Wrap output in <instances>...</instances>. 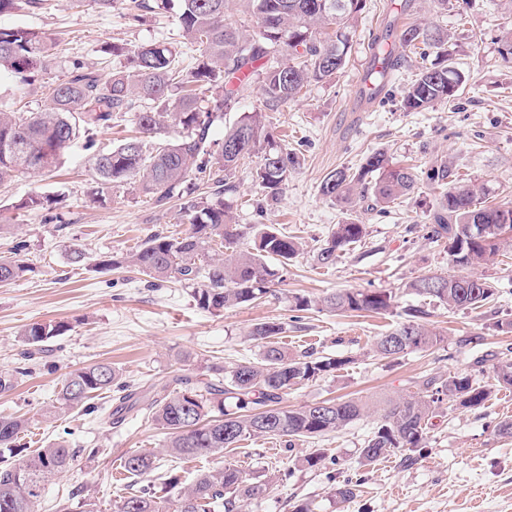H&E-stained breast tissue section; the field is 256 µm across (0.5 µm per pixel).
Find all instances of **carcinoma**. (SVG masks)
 Segmentation results:
<instances>
[{
  "mask_svg": "<svg viewBox=\"0 0 512 512\" xmlns=\"http://www.w3.org/2000/svg\"><path fill=\"white\" fill-rule=\"evenodd\" d=\"M179 2L178 20L183 35L197 44L193 65L180 68L176 53L164 44L142 45L135 50L114 44L103 52L124 58L120 68L103 81L74 66L68 76L40 85L44 108L38 112H0V183L20 174L41 172L56 166L77 137L110 126L120 112H137L139 135L128 138L107 153L95 156L94 170L100 184L112 188L133 181L165 208L179 202V212L189 228L173 237L155 233L136 251L121 258L105 259L103 269L134 267L156 286L176 281L193 286L197 305L215 314L267 297L289 262L299 255L294 238L279 233L271 224H255L251 231L233 222L223 195L236 191L241 161L255 153L263 163L254 179L268 200H279L288 182L295 156L271 140L265 115L255 110L240 115L224 130L221 142L210 139L212 129L224 121L244 92L261 83L265 104L276 106L294 100L311 82L330 80L344 68L351 28L366 7V0H154L159 9ZM256 19L258 32L246 34L245 21L232 5ZM334 26L318 36V28ZM400 45L416 50L436 49L444 64L422 67L406 89L404 106L420 112L436 102L456 96L465 74L442 51L446 38L432 27L411 25L398 33ZM51 35L27 27H0V69L20 76L25 85L38 81V64L45 58ZM373 58L369 81L384 84L398 65L385 39L371 44ZM286 61L278 60V57ZM212 92L214 96L206 97ZM150 102L138 110L140 101ZM174 130L175 136L147 149L145 139ZM219 146L215 152L211 147ZM427 179L446 187L437 206L430 210L427 240L445 241L448 259L458 269L488 261L503 250H512V202L487 203L489 189L445 161L435 160ZM218 188L210 196L200 185ZM413 169L396 163L384 150L368 154L355 172L341 167L321 183L326 198L345 204L368 202V207H388L414 193ZM366 235V225L338 224L313 250L314 261L333 266L349 247ZM26 245L17 243L9 256H0V283H10L29 271L21 258ZM279 262L274 267L267 262ZM416 296L438 302L450 310H475L494 300L496 288L483 277L461 274L423 275L406 285ZM391 293L351 288L332 292L319 300L296 296L290 321L314 306L330 312L376 313L389 311ZM427 311L409 305L394 330L375 342L383 359L442 342L424 319ZM287 322L271 320L252 326L249 339L260 344L261 360L231 368L210 367L209 378L177 376L174 388L143 392L121 381L109 362H96L69 372L63 379L59 406L63 411H91L90 400L99 392H115L112 424L121 425L127 414L146 410L165 431V451L183 459L210 457L248 439L294 442L338 432L368 412L354 399H326L284 408L288 391L345 366L349 359L304 351L288 353L275 338ZM67 331L61 322H35L19 333L27 346L21 353L32 360L44 342ZM491 382L470 375H432L415 392L389 402L377 427L360 451L361 464L371 465L393 454L408 456L425 447L429 420L448 407L482 405L494 387H512V344L492 354ZM21 366L0 375V392L12 391L18 379L29 375ZM30 419L23 415L0 416V512H36L46 484L67 471L75 451L66 441L29 449L21 443ZM123 471L147 479L157 469L153 452H133L121 459ZM265 484L252 481L231 462L202 473L188 487L180 477H167L156 489L148 483L125 497L119 512H244L247 501L260 496Z\"/></svg>",
  "mask_w": 512,
  "mask_h": 512,
  "instance_id": "1",
  "label": "carcinoma"
}]
</instances>
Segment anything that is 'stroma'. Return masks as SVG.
<instances>
[{
	"label": "stroma",
	"instance_id": "stroma-1",
	"mask_svg": "<svg viewBox=\"0 0 512 512\" xmlns=\"http://www.w3.org/2000/svg\"><path fill=\"white\" fill-rule=\"evenodd\" d=\"M367 0L351 32V49L336 78L314 82L294 101L265 106L260 84H252L236 110L212 131L224 128L240 113L263 110L266 126L282 146L294 150L298 162L277 204L267 205L252 180L261 155L246 158L226 195L233 220L241 227L263 222L296 237L305 249L275 284L274 296L214 314L199 308L191 287L170 282L149 286L130 267L95 271L100 260L135 251L150 235H182L187 220L178 209L164 210L139 192L136 184L100 190L91 169V153L82 141L67 149L49 173H26L0 184V253L9 254L25 242L22 256L29 267L20 279L0 283V374L13 372L24 346L19 332L34 322L69 323L64 335L49 339L31 361V376L13 391L0 393V416L30 417L24 441L41 448L67 441L79 454L71 468L48 485L38 512H57L73 493L94 498L101 512H119L133 481L120 467L124 455L152 452L159 458L158 475L176 473L190 484L218 460L236 462L250 477L267 485L249 500L246 512H292L296 503H311L313 512H512V438L491 427L512 419V389L492 390L477 408L444 410L433 420L423 455H392L361 465L360 449L388 401L416 391L434 374L481 376L477 357L512 340L502 326L512 320V253L496 256L474 268V275L493 282L498 294L476 310L451 311L406 294L404 287L419 276L444 273L448 254L426 239L428 214L444 192L429 182L430 161L442 159L467 171L486 185L497 201L512 200V62L498 50L507 25H512V0H448L438 9L433 0ZM428 25L448 36V53L466 74L464 92L453 102L438 103L421 112L403 107V95L422 60L406 52L397 38L388 44L402 63L394 70L374 107L357 110V78L371 59V42L388 20ZM0 27H31L60 37L45 59L44 80L64 77L72 63L106 77L122 60L103 53L104 45L128 48L164 43L178 59L195 54L185 39L176 10L144 11L130 16L125 0L101 9L93 0H39L0 16ZM383 149L397 162L413 164L414 194L386 211L326 199L320 186L336 168L359 166L371 151ZM40 192L52 197L50 209L26 210L20 203ZM355 221L367 233L331 267L315 264L311 251L334 225ZM81 249L83 263L70 259ZM365 288L396 293L394 308L383 314H336L310 309L299 322L288 324L279 341L290 352L313 350L347 358L341 370L290 391L284 404L298 406L315 400L354 398L370 411L343 430L319 440L297 442L285 451L278 442L252 439L225 450L222 458L174 459L164 453L167 437L145 414L130 416L114 426L112 396H96L93 412L60 417L43 416L55 403L61 381L70 371L95 361L116 367L134 387H162L179 375L207 373L209 367H232L258 361L261 350L248 339L253 324L287 317L292 298L313 299L327 293ZM428 312V327L443 337L440 345L418 350L395 361L374 353L378 336L401 319L405 306ZM325 449L331 464L308 467L305 457ZM358 480L355 498L335 494L339 481Z\"/></svg>",
	"mask_w": 512,
	"mask_h": 512
}]
</instances>
